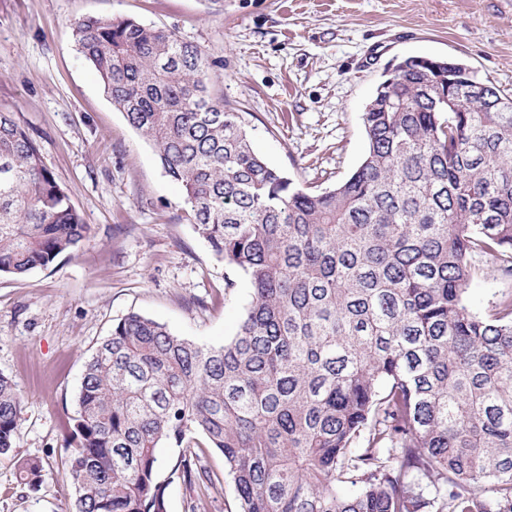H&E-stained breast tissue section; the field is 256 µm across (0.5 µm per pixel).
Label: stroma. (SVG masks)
I'll use <instances>...</instances> for the list:
<instances>
[{
    "label": "stroma",
    "instance_id": "35a3bbf8",
    "mask_svg": "<svg viewBox=\"0 0 512 512\" xmlns=\"http://www.w3.org/2000/svg\"><path fill=\"white\" fill-rule=\"evenodd\" d=\"M123 16L173 28L212 61L213 98L242 112L255 150L295 182L325 188L360 164L364 107L393 61L457 58L512 93V0H0V111L38 145L90 231L73 252L25 276H0V374L23 398L0 455V512H70L63 446L84 364L113 324L137 312L219 346L250 301L184 214V196L79 53L73 24ZM233 287H226V280ZM512 277L484 260L467 304L487 313ZM36 459L42 481L20 484ZM200 464L221 475L224 458ZM177 481L167 512H232ZM42 465L37 460L24 459L19 462L18 476L19 481L30 490H35L41 481Z\"/></svg>",
    "mask_w": 512,
    "mask_h": 512
}]
</instances>
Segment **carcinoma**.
Returning a JSON list of instances; mask_svg holds the SVG:
<instances>
[{
    "mask_svg": "<svg viewBox=\"0 0 512 512\" xmlns=\"http://www.w3.org/2000/svg\"><path fill=\"white\" fill-rule=\"evenodd\" d=\"M74 36L251 301L219 347L138 313L113 325L65 440L73 512H167L176 480L209 495L199 448L223 455L235 512H512V294L466 305L482 260L512 276V95L459 60L405 57L362 113L358 168L313 190L254 150L175 30L89 17ZM88 229L0 112V275ZM21 413L0 375V454ZM162 448L177 449L165 469ZM42 471L24 459L19 481Z\"/></svg>",
    "mask_w": 512,
    "mask_h": 512,
    "instance_id": "cac0c4a2",
    "label": "carcinoma"
}]
</instances>
